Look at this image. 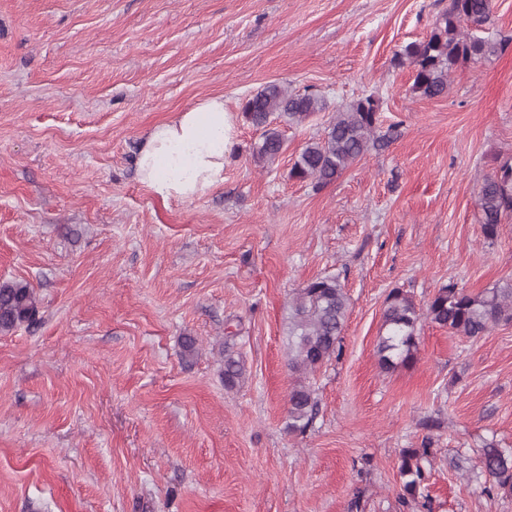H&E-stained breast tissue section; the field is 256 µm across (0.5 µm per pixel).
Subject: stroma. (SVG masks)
<instances>
[{
    "mask_svg": "<svg viewBox=\"0 0 512 512\" xmlns=\"http://www.w3.org/2000/svg\"><path fill=\"white\" fill-rule=\"evenodd\" d=\"M448 0H0V280L41 320L0 333V512H411L398 454L429 445L433 512H512L484 492L485 444L512 451V321L482 336L418 325L414 363L378 365L390 291L425 310L454 283L512 286V217L486 240L476 196L512 161L506 46L444 96L394 61ZM328 107L254 162L237 121L224 181L192 201L139 181L148 130L210 95L269 84ZM371 95L388 146L332 183L290 177L334 112ZM349 297L342 351L306 381L289 433L290 303L318 276ZM197 341L184 356L183 337ZM246 375L224 386V348ZM318 414V401L314 391L301 378L288 395L289 433L303 435L312 428Z\"/></svg>",
    "mask_w": 512,
    "mask_h": 512,
    "instance_id": "35a3bbf8",
    "label": "stroma"
}]
</instances>
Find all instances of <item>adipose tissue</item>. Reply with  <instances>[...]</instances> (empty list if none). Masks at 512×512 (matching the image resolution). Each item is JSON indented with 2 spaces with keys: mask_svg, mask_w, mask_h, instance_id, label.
I'll list each match as a JSON object with an SVG mask.
<instances>
[{
  "mask_svg": "<svg viewBox=\"0 0 512 512\" xmlns=\"http://www.w3.org/2000/svg\"><path fill=\"white\" fill-rule=\"evenodd\" d=\"M234 134L223 96L197 101L148 131L136 160L139 180L164 199L200 198L223 183Z\"/></svg>",
  "mask_w": 512,
  "mask_h": 512,
  "instance_id": "1",
  "label": "adipose tissue"
}]
</instances>
